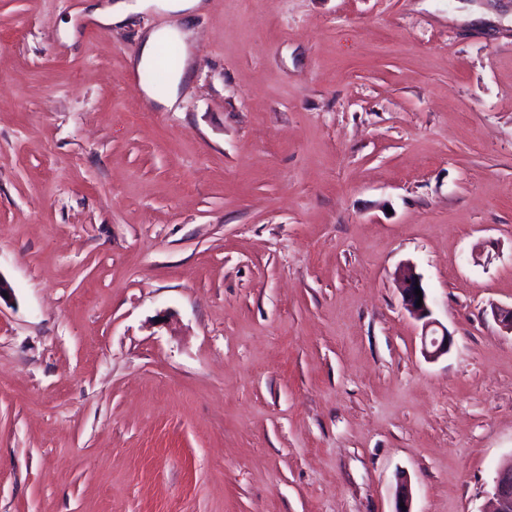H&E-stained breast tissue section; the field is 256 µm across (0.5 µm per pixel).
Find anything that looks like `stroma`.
I'll use <instances>...</instances> for the list:
<instances>
[{"instance_id": "35a3bbf8", "label": "stroma", "mask_w": 512, "mask_h": 512, "mask_svg": "<svg viewBox=\"0 0 512 512\" xmlns=\"http://www.w3.org/2000/svg\"><path fill=\"white\" fill-rule=\"evenodd\" d=\"M0 0V512H483L512 461V0ZM180 28L162 111L141 36ZM453 337L427 359L396 269ZM121 1L108 6L104 9H98L94 13V18L103 26H113L122 23L129 13L143 10L151 6H157L165 11L177 13L185 18L191 17L193 14L204 9L206 2L204 0H135V5L126 4ZM185 59L186 56L184 55L180 62L173 67L167 86L162 93H156L152 89L144 87L148 98L163 111L173 108L177 102L180 84L187 76V63Z\"/></svg>"}]
</instances>
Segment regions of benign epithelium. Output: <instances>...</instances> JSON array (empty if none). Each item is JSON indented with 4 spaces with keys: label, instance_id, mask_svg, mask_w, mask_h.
Listing matches in <instances>:
<instances>
[{
    "label": "benign epithelium",
    "instance_id": "1",
    "mask_svg": "<svg viewBox=\"0 0 512 512\" xmlns=\"http://www.w3.org/2000/svg\"><path fill=\"white\" fill-rule=\"evenodd\" d=\"M398 290L401 295L403 308L416 320L422 322L423 354L429 359L438 358L450 350L453 337L448 331H442V335L428 336L435 332L437 322L431 319V309L427 293L417 296L415 289L423 288L422 276L416 269L407 264L399 269L396 274ZM422 305H417V301ZM493 318L499 323L504 332L512 335V306H496L492 309ZM412 488L408 481H401L396 489L395 512H413ZM491 500L493 509L490 512H512V463L500 468L493 479L491 487Z\"/></svg>",
    "mask_w": 512,
    "mask_h": 512
}]
</instances>
